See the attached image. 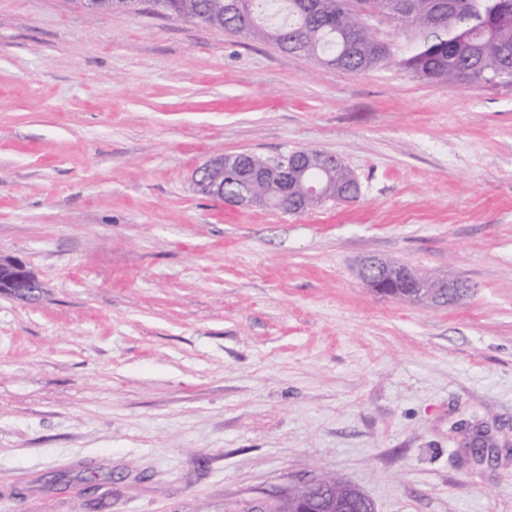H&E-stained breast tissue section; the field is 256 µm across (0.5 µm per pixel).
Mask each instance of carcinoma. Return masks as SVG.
<instances>
[{
	"instance_id": "1",
	"label": "carcinoma",
	"mask_w": 512,
	"mask_h": 512,
	"mask_svg": "<svg viewBox=\"0 0 512 512\" xmlns=\"http://www.w3.org/2000/svg\"><path fill=\"white\" fill-rule=\"evenodd\" d=\"M142 0H97V12H138ZM157 14L196 22L232 36L272 43L284 52L305 55L329 68L367 72L396 62L413 76L449 87L462 84H512V0H150ZM378 15L402 35L405 44L379 40L363 29L359 15ZM267 160L255 154L239 163L237 175L224 180V199L243 193L273 209L305 213L352 191L353 174L338 163L320 174L324 198L303 192L305 179L288 186L258 168ZM367 512L357 489L333 476L310 493L269 512Z\"/></svg>"
}]
</instances>
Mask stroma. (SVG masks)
I'll use <instances>...</instances> for the list:
<instances>
[{"label": "stroma", "mask_w": 512, "mask_h": 512, "mask_svg": "<svg viewBox=\"0 0 512 512\" xmlns=\"http://www.w3.org/2000/svg\"><path fill=\"white\" fill-rule=\"evenodd\" d=\"M357 177L300 215L199 193L214 154ZM377 255L459 276L377 295ZM0 512H255L324 475L375 512H512V85L71 0H0ZM485 431L497 461L462 448ZM359 276L372 292L388 297L387 289L395 288L403 297L393 299L419 302L432 299L438 305H449L461 300L468 293L467 284L461 277L444 278L419 272L413 267L378 256L365 258ZM41 291V282L24 264L0 260V295L32 301Z\"/></svg>", "instance_id": "obj_1"}]
</instances>
